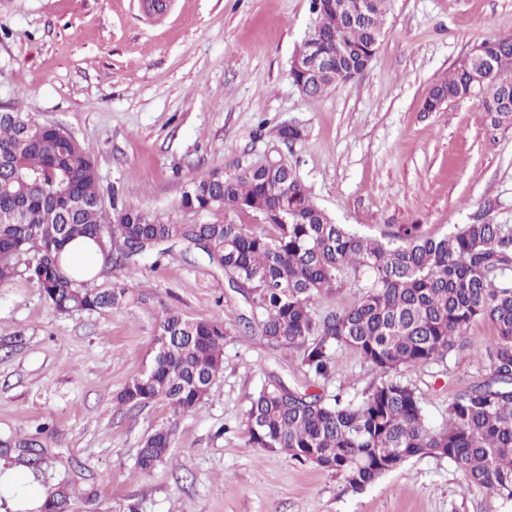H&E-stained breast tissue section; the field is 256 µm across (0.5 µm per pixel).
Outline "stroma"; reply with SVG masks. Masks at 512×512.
I'll list each match as a JSON object with an SVG mask.
<instances>
[{
  "instance_id": "stroma-1",
  "label": "stroma",
  "mask_w": 512,
  "mask_h": 512,
  "mask_svg": "<svg viewBox=\"0 0 512 512\" xmlns=\"http://www.w3.org/2000/svg\"><path fill=\"white\" fill-rule=\"evenodd\" d=\"M158 19L143 0H0V111L66 129L94 158L104 199L113 187L157 220H229L264 231L254 214L181 207L208 171L288 161L337 223L379 238L403 224L440 236L484 200L512 224V124L494 127L481 96L438 112L422 103L481 41L512 34V0H392L366 70L310 98L290 66L319 19L310 0H167ZM304 138L287 145L279 125ZM122 309L58 313L27 277L0 286V464L16 487L72 484L78 512H512L445 459L414 458L362 491L334 472L247 445L248 400L281 381L360 397L377 379L352 349L327 382L305 376L297 348L261 339L254 307L204 257L174 245L140 263ZM222 322L224 363L194 412L165 401L118 404L148 369L165 311ZM447 364L406 368L429 426L481 379L485 321ZM40 462L19 463L18 440L40 426ZM172 432L169 459L143 471L144 437Z\"/></svg>"
}]
</instances>
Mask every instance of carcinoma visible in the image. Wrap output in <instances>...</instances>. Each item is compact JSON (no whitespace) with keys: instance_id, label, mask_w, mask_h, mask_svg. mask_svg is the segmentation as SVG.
<instances>
[{"instance_id":"cac0c4a2","label":"carcinoma","mask_w":512,"mask_h":512,"mask_svg":"<svg viewBox=\"0 0 512 512\" xmlns=\"http://www.w3.org/2000/svg\"><path fill=\"white\" fill-rule=\"evenodd\" d=\"M390 5L371 0L364 20L354 21L328 0H311L321 24L301 53L323 69L316 79L291 69L294 86L317 97L359 76L381 44ZM480 46L487 59L512 57V35ZM478 90L475 68L459 64L430 90L423 111L438 112ZM482 106L490 125L512 122V65L495 72ZM1 159L0 286L26 274L61 314L117 309L133 295L138 261L158 260L166 253L162 245L179 243L224 270L228 286L260 311L262 337L299 348L301 365L314 376L332 377L334 352L344 347L381 374L359 401L280 382L262 390L245 412L248 446L332 471L354 492L412 458H446L476 486L512 501V225L490 220L494 202L479 205L467 223L440 237L421 224H403L371 238L336 223L288 163L275 170L262 164L214 169L183 192L181 206L188 209L261 215L272 228L264 233L228 220L162 223L118 204L115 188L118 213L112 216L102 203L96 164L81 143L17 112H0ZM81 239L93 241L106 258L122 246L115 263L127 272L120 284L92 289L83 279L85 267H68L66 247ZM349 275L359 288L357 301L316 314L314 298L344 287ZM477 320L496 332L485 349L487 377L459 391L442 426L431 428L421 392L398 373L447 362L469 343ZM160 335L164 350L117 400L137 407L163 400L177 414L190 413L222 371L224 325L168 310ZM170 444L168 429L147 436L139 468L164 464ZM37 445L34 437L18 443L23 463H38ZM72 506L70 489L58 486L44 491L39 512H72Z\"/></svg>"}]
</instances>
